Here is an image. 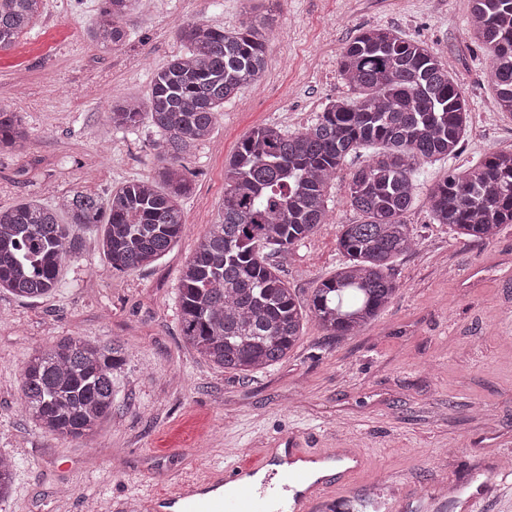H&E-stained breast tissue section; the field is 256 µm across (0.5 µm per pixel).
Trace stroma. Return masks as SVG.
Masks as SVG:
<instances>
[{"label":"stroma","mask_w":512,"mask_h":512,"mask_svg":"<svg viewBox=\"0 0 512 512\" xmlns=\"http://www.w3.org/2000/svg\"><path fill=\"white\" fill-rule=\"evenodd\" d=\"M100 0H45L41 18L0 52V103L32 133L22 155H0V208L52 202L88 189L106 194L153 176L157 139L103 121L108 98L146 100L153 70L181 50L173 23L202 20L227 29L244 19L243 0H140L131 37L104 54L85 31ZM267 73L224 105L212 136L187 159L192 194L186 228L157 263L113 273L95 230L79 232L76 258L59 286L37 301L0 290V454L18 463L16 490L0 512H85L197 479L231 464L230 448H265L286 433L308 448L363 449L367 464L348 494L364 498L398 485L394 512H465L479 479L497 488L473 512H512V224L481 241L433 223L430 188L489 152L512 150V115L502 112L486 52L465 37L469 0H277ZM389 27L421 40L451 63L471 124L456 158L422 164L405 217L415 248L393 265L399 288L375 322L355 336H329L307 318L281 363L248 376L210 365L184 344L177 321L179 274L217 217L224 163L254 128L311 125L329 100L348 96L337 56L360 29ZM348 159L329 194L333 217L287 256L268 253L288 288L308 303L344 262L341 225L360 221L347 200ZM118 340L112 416L95 441L53 438L23 413L20 370L34 350L63 336Z\"/></svg>","instance_id":"1"}]
</instances>
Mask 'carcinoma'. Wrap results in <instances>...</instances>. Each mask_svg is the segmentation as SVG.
I'll list each match as a JSON object with an SVG mask.
<instances>
[{
	"label": "carcinoma",
	"mask_w": 512,
	"mask_h": 512,
	"mask_svg": "<svg viewBox=\"0 0 512 512\" xmlns=\"http://www.w3.org/2000/svg\"><path fill=\"white\" fill-rule=\"evenodd\" d=\"M472 40L491 59L500 109L512 113V0H470ZM138 0H101L86 33L118 50ZM44 0H0V51L12 48L41 16ZM268 16L232 31L202 21L177 27L184 50L155 70L147 99L112 100L105 121L133 132L149 117L160 164L106 197L76 191L47 206L0 209V288L26 299L58 288L64 262L79 251L73 229L101 227L112 272L152 265L184 231L181 199L191 190L185 160L207 141L224 103L258 86L266 68ZM339 71L352 95L330 101L307 128L275 123L252 130L224 163V198L179 277L184 342L210 364L246 376L282 361L301 337L306 312L263 249L286 254L327 223L328 190L349 156L381 151L349 173L350 206L362 216L341 225L346 262L309 302L329 336H355L398 289L395 260L415 245L404 217L413 207V174L458 154L470 112L448 64L424 43L383 27L363 29L341 48ZM31 133L0 104V150L22 151ZM431 219L460 236L490 240L512 224V152L493 151L472 169L449 174L428 193ZM123 345L68 336L33 354L20 371L26 415L62 439L92 438L112 415ZM17 464L0 459V502L11 498Z\"/></svg>",
	"instance_id": "cac0c4a2"
}]
</instances>
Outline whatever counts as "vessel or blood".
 Returning a JSON list of instances; mask_svg holds the SVG:
<instances>
[{
  "instance_id": "vessel-or-blood-1",
  "label": "vessel or blood",
  "mask_w": 512,
  "mask_h": 512,
  "mask_svg": "<svg viewBox=\"0 0 512 512\" xmlns=\"http://www.w3.org/2000/svg\"><path fill=\"white\" fill-rule=\"evenodd\" d=\"M288 445L293 468L273 470L271 449L257 448L245 461L197 480L177 481L173 491L139 497L140 512H330L344 480L312 479L306 465L325 459V450L302 447L293 437ZM259 471L266 472V480L249 483Z\"/></svg>"
}]
</instances>
